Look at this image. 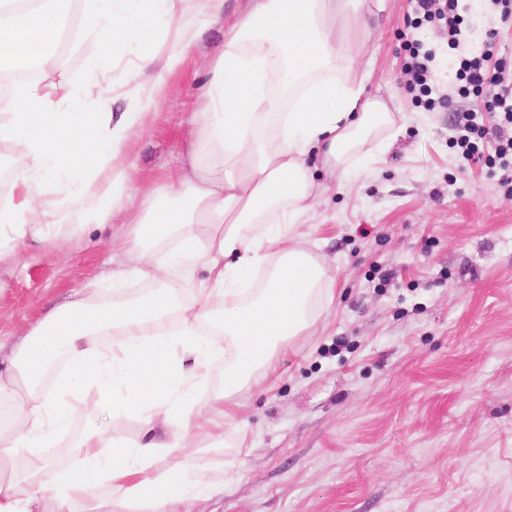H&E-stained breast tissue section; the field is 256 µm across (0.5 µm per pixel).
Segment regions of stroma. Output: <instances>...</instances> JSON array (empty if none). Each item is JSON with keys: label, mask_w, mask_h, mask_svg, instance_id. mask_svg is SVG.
Here are the masks:
<instances>
[{"label": "stroma", "mask_w": 512, "mask_h": 512, "mask_svg": "<svg viewBox=\"0 0 512 512\" xmlns=\"http://www.w3.org/2000/svg\"><path fill=\"white\" fill-rule=\"evenodd\" d=\"M246 5L224 0L168 74L125 157L140 190L176 166L209 52ZM86 9L77 0L56 79L90 103L107 62L77 35ZM458 12L459 49L415 0H387L379 15L366 85L389 100L397 129L372 141L383 160L370 177L317 171L328 190L299 226L335 302L280 352L278 382L234 396L243 444L224 451L223 498L192 512H512V184L455 144L462 114L482 104L463 94L459 59L512 72V18L490 0H459ZM415 43L434 55L424 91L403 73ZM129 264L117 224L1 256L0 337L18 339L52 302L108 288Z\"/></svg>", "instance_id": "stroma-1"}]
</instances>
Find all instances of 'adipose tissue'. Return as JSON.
<instances>
[{
  "label": "adipose tissue",
  "instance_id": "obj_1",
  "mask_svg": "<svg viewBox=\"0 0 512 512\" xmlns=\"http://www.w3.org/2000/svg\"><path fill=\"white\" fill-rule=\"evenodd\" d=\"M61 3L0 0V69L42 74L0 95V141L25 157L0 205V238L18 249L120 215L135 267L113 271L107 295L54 303L0 356V400L18 405L0 425V512H44L48 500L53 512H188L224 486L223 464L208 457L235 445L224 434L230 398L275 376L280 350L334 299L297 225L325 190L314 162L333 174L356 156L354 177H367L378 157L365 144L396 126L386 102L366 95L360 60L366 17L385 0H251L212 58L202 108L184 117L181 164L135 208L123 162L131 138L224 0H92L87 35L112 55H137L76 112L60 109L73 91L48 80L66 35ZM159 29L170 37L163 56L152 45ZM117 88L122 112L107 106ZM50 183L63 193L49 204ZM132 275L149 290L128 293ZM170 279L191 287V301ZM218 360L220 383L200 396ZM88 389L113 419H135L136 434L78 432L71 463L59 465L48 450L69 428V398Z\"/></svg>",
  "mask_w": 512,
  "mask_h": 512
}]
</instances>
